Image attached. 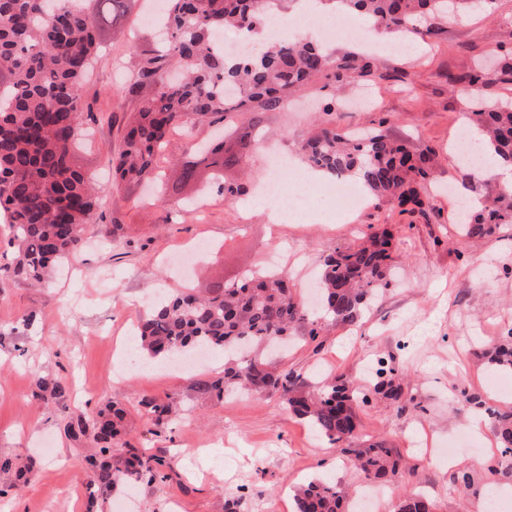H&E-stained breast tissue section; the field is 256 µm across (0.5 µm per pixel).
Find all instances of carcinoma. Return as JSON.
<instances>
[{"instance_id":"obj_1","label":"carcinoma","mask_w":512,"mask_h":512,"mask_svg":"<svg viewBox=\"0 0 512 512\" xmlns=\"http://www.w3.org/2000/svg\"><path fill=\"white\" fill-rule=\"evenodd\" d=\"M131 0H96L88 11L80 0H0V212L6 217L14 258L0 266V276L40 283L59 263L74 256L84 243V231L99 206L92 177L73 163L85 117L82 86L98 58V34L127 11ZM286 0H166V46L134 47L137 78L134 87H154L128 117L120 150L112 160L121 183L139 182L155 167L167 135L187 123L226 121L255 111L282 108L288 95L327 76L382 77L378 67L352 52L330 56L312 41L288 40L259 55L227 58L212 45L213 35L226 27L250 34L260 30ZM349 12L368 20L370 30L399 37L430 36L441 21L460 8L496 0H337ZM476 98L470 121L487 138L488 150L512 166V102L485 96L480 76L468 72L450 78ZM249 151L225 154L224 145L203 151L214 177L242 163ZM311 169L334 176L345 172L359 179L378 201L398 214L422 213L431 206L424 195L433 152L410 150L384 128H371L360 137L324 127L301 146ZM197 163L188 161L163 176L159 200L173 198L196 180ZM512 224V192H498L478 202L460 223L467 238L493 236ZM392 234L384 229L336 248L322 259L319 289L324 317L355 323L365 308L390 284ZM310 340L319 336L288 281L277 273H251L229 286L218 285L200 298L183 291L151 307L137 324L138 343L150 358L169 360L190 349L224 351V377L199 386L204 393L223 394L242 388L258 396L276 395L283 408L307 420L340 452L354 457L367 480L386 481L398 473L399 458L382 441L351 448L357 435L359 407L368 402L355 381L337 377L317 391L300 389L299 377L282 373L245 349L286 342L297 331ZM490 364L512 369V333L484 351ZM396 369L379 367L370 392L406 410ZM33 396L48 405L64 396L56 379L39 376ZM139 406L162 429L174 416L172 406L141 400ZM502 454L512 453V408L489 411ZM123 411L114 409L88 421L79 417L66 424L77 439L92 428L99 454L86 457L93 493L106 495L119 482L163 480L162 462L133 448H112L120 434ZM296 512H348L336 486L312 481L295 494ZM424 495L403 492L396 512H432Z\"/></svg>"}]
</instances>
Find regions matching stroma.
<instances>
[{"mask_svg": "<svg viewBox=\"0 0 512 512\" xmlns=\"http://www.w3.org/2000/svg\"><path fill=\"white\" fill-rule=\"evenodd\" d=\"M148 0H138L119 23L104 32L102 59L86 79L82 95L92 112L85 120L74 161L103 186L101 206L83 248L43 286L22 279L0 278V457L29 466L21 491L0 496V512H116L133 497L130 512H293L292 485L319 478L355 496L364 478L336 446L283 409L278 397L237 391L217 399L198 386L224 374V356L193 371L154 363L123 369L133 351L130 331L147 312L146 300L157 290L174 294L190 289L207 294L215 285L236 282L244 271L265 266L266 255L280 250L296 299H310L325 253L352 243L369 226L382 224L388 207L372 196L344 215L336 200L326 198L323 184L307 191L308 218L271 224L266 214L249 210L219 193L207 171L181 191L194 198L185 208L164 207L149 198V181L116 184L108 177L122 128L133 106L129 88L135 76L133 45L156 43L154 27L142 24ZM512 45V0H497L490 12H466L447 20L440 33L415 50L383 55V79L374 81V107L348 108L357 84L336 91L334 112H319L325 92L305 87L293 96V110L260 115L265 146L301 161L299 146L315 121L345 130L375 126L386 119L390 133L410 147H430L437 166L428 188L434 202L424 213L395 216L392 231L397 269L392 284L352 326L325 325L318 341L296 337L287 353L271 355L278 370L295 372L305 389L345 375L369 385L367 362H387L399 369L405 396L421 410L398 411L390 401L371 398L358 413L359 435L384 439L401 459L397 475L384 485L383 512H395L402 490L420 492L434 512H492L486 491L506 487L503 470L474 469L471 490L452 482L454 470L469 466L471 454L491 458L497 441L485 407H512L490 381L492 368L482 346L512 328V224L481 240H464L455 232L457 208L449 186L461 185L466 169L452 148L468 124L471 101L449 78L485 63L483 91L492 98L512 99L489 62L500 46ZM118 225L116 235H100L101 226ZM207 238L212 248L197 257L188 279L175 276L169 253ZM30 324L19 325L21 316ZM66 382V398L53 406L35 400L36 376ZM479 394L482 407L461 397ZM176 402L183 410L170 427L159 430L140 411L139 402ZM124 411L118 448H143L163 460L166 481L121 483L107 498H90L84 457L96 444L92 436L71 439L68 415L90 418L106 405ZM482 416L472 428L473 416ZM476 442L474 453L452 462L438 460L432 445L461 431ZM425 433L431 447L411 441Z\"/></svg>", "mask_w": 512, "mask_h": 512, "instance_id": "stroma-1", "label": "stroma"}]
</instances>
